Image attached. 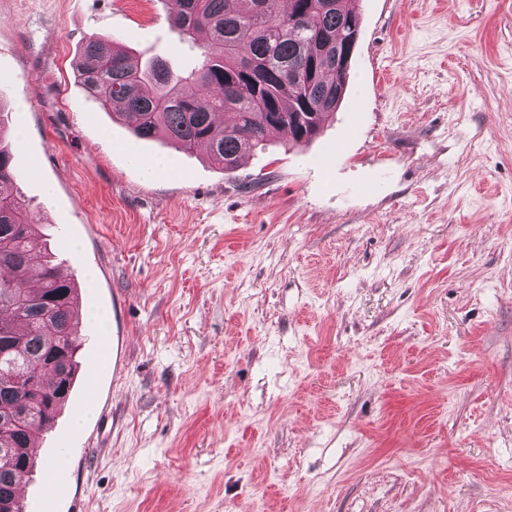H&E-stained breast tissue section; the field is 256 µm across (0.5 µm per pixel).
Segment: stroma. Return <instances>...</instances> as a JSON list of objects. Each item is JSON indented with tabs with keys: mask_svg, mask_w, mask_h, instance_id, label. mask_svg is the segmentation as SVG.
<instances>
[{
	"mask_svg": "<svg viewBox=\"0 0 512 512\" xmlns=\"http://www.w3.org/2000/svg\"><path fill=\"white\" fill-rule=\"evenodd\" d=\"M357 8L320 134L227 173L76 78L93 34L190 67L167 0H0L20 190L83 313L27 512H512V0Z\"/></svg>",
	"mask_w": 512,
	"mask_h": 512,
	"instance_id": "35a3bbf8",
	"label": "stroma"
}]
</instances>
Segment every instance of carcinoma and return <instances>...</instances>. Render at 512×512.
I'll return each mask as SVG.
<instances>
[{
  "label": "carcinoma",
  "mask_w": 512,
  "mask_h": 512,
  "mask_svg": "<svg viewBox=\"0 0 512 512\" xmlns=\"http://www.w3.org/2000/svg\"><path fill=\"white\" fill-rule=\"evenodd\" d=\"M169 0L168 21L179 40L200 50L197 67L172 72L154 59L134 62L121 43L89 37L76 68L81 86L98 108L111 112L141 140L169 141L186 152L206 147L225 171L250 149L263 148L286 130L309 142L347 93L349 67L336 62V46L358 38L350 21L361 19L357 0ZM230 115L217 130L214 116ZM0 126V512H25L16 485L34 467L36 436L51 429L68 400L51 399L58 386L53 355L65 354L68 387L78 369L80 310L77 289L49 256L37 251L31 214L20 193L12 153L1 144ZM26 368L47 400L23 426L13 423L28 391L12 382Z\"/></svg>",
  "instance_id": "carcinoma-1"
}]
</instances>
